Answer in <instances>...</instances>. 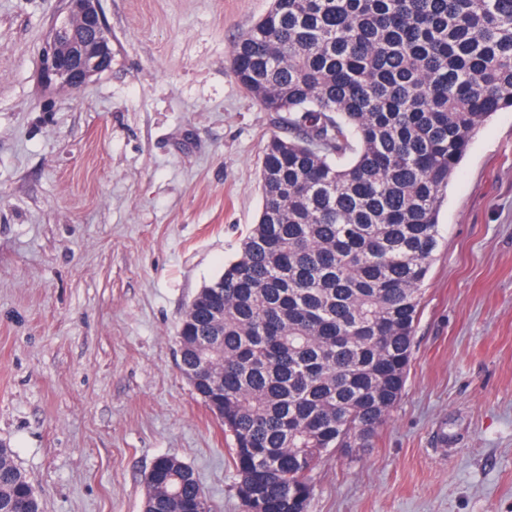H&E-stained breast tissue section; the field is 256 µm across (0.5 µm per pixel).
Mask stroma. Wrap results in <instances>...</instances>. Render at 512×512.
Segmentation results:
<instances>
[{"instance_id": "stroma-1", "label": "stroma", "mask_w": 512, "mask_h": 512, "mask_svg": "<svg viewBox=\"0 0 512 512\" xmlns=\"http://www.w3.org/2000/svg\"><path fill=\"white\" fill-rule=\"evenodd\" d=\"M112 65L40 82L57 0H0V443L42 512H142L161 455L241 512L232 439L181 374L185 309L262 206L282 112L233 42L269 0H102ZM401 397L309 512H512V111L448 184Z\"/></svg>"}]
</instances>
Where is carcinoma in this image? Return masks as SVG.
<instances>
[{
    "mask_svg": "<svg viewBox=\"0 0 512 512\" xmlns=\"http://www.w3.org/2000/svg\"><path fill=\"white\" fill-rule=\"evenodd\" d=\"M241 88L288 113L262 209L187 305L180 370L218 402L243 512H309L313 473L364 448L398 402L448 182L479 127L512 109V0H271L232 45ZM149 512L206 498L161 458ZM41 512L10 448L0 512Z\"/></svg>",
    "mask_w": 512,
    "mask_h": 512,
    "instance_id": "obj_1",
    "label": "carcinoma"
}]
</instances>
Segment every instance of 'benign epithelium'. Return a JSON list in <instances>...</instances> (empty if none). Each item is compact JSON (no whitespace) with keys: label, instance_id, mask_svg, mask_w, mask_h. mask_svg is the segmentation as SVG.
Wrapping results in <instances>:
<instances>
[{"label":"benign epithelium","instance_id":"7a95c632","mask_svg":"<svg viewBox=\"0 0 512 512\" xmlns=\"http://www.w3.org/2000/svg\"><path fill=\"white\" fill-rule=\"evenodd\" d=\"M100 0H62L41 52V80L76 90L112 64V35Z\"/></svg>","mask_w":512,"mask_h":512}]
</instances>
